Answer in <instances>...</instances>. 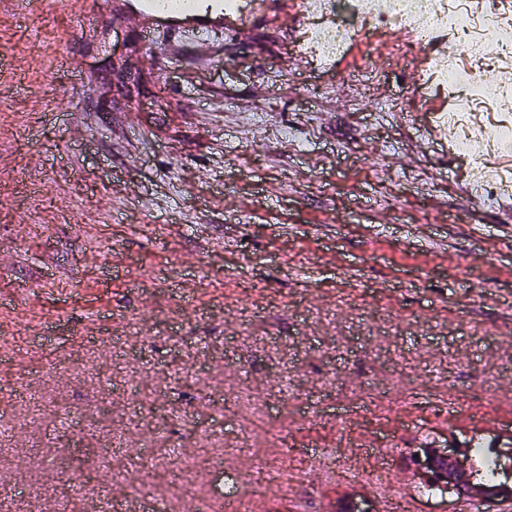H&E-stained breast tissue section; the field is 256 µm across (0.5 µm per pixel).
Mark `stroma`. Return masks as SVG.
<instances>
[{
  "instance_id": "1",
  "label": "stroma",
  "mask_w": 512,
  "mask_h": 512,
  "mask_svg": "<svg viewBox=\"0 0 512 512\" xmlns=\"http://www.w3.org/2000/svg\"><path fill=\"white\" fill-rule=\"evenodd\" d=\"M81 8L26 18L0 0V337L41 321L58 346L0 361L29 393L0 434L16 506L93 512L136 484L197 512L219 454L238 512H327L351 489L382 512L378 474L412 512H458L424 493L410 456L512 432V204H473L429 137L448 94L412 97L425 71L406 33L325 65L272 6L205 58L155 37L145 70L144 35L113 16L79 28ZM114 111L134 136L105 132ZM118 437L127 455L100 468ZM313 443L339 455L315 478ZM175 456L191 462L177 482ZM259 459L295 469L286 493L256 483ZM82 477L89 495L71 498Z\"/></svg>"
}]
</instances>
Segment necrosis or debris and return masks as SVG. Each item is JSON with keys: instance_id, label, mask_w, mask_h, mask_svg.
<instances>
[{"instance_id": "4bbe7bcc", "label": "necrosis or debris", "mask_w": 512, "mask_h": 512, "mask_svg": "<svg viewBox=\"0 0 512 512\" xmlns=\"http://www.w3.org/2000/svg\"><path fill=\"white\" fill-rule=\"evenodd\" d=\"M301 40L319 60L341 56L348 40L373 43L377 25L408 33L403 51L420 49L432 80L446 90L457 116L452 135L459 158L480 170L476 191L488 203L512 193L496 172L495 156L512 148V90L484 79L489 57L512 58V15L496 0H309Z\"/></svg>"}]
</instances>
